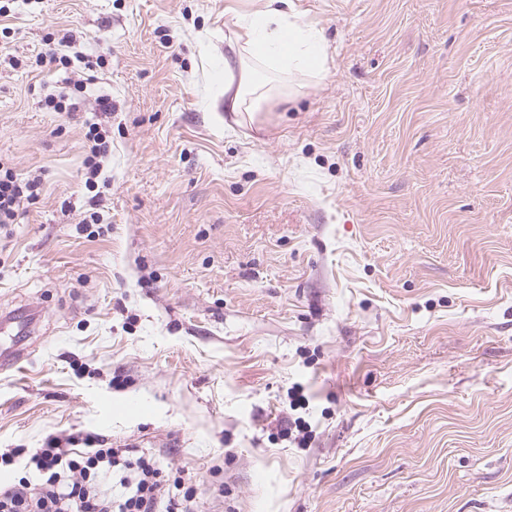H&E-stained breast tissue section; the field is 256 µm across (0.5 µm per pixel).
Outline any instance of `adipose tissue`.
<instances>
[{
    "instance_id": "adipose-tissue-1",
    "label": "adipose tissue",
    "mask_w": 512,
    "mask_h": 512,
    "mask_svg": "<svg viewBox=\"0 0 512 512\" xmlns=\"http://www.w3.org/2000/svg\"><path fill=\"white\" fill-rule=\"evenodd\" d=\"M236 31L224 56V109L255 114L273 96L267 71L323 74L328 43L316 25L289 9V0H262L247 17H236Z\"/></svg>"
}]
</instances>
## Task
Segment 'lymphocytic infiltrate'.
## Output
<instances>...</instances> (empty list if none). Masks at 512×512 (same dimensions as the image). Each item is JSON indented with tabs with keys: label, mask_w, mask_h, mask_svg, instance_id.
Listing matches in <instances>:
<instances>
[{
	"label": "lymphocytic infiltrate",
	"mask_w": 512,
	"mask_h": 512,
	"mask_svg": "<svg viewBox=\"0 0 512 512\" xmlns=\"http://www.w3.org/2000/svg\"><path fill=\"white\" fill-rule=\"evenodd\" d=\"M40 178L0 164V224L38 199ZM24 475L0 487V512H188L191 494L175 499L155 461L126 448L0 449V474Z\"/></svg>",
	"instance_id": "1"
}]
</instances>
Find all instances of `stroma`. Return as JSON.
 <instances>
[{
  "mask_svg": "<svg viewBox=\"0 0 512 512\" xmlns=\"http://www.w3.org/2000/svg\"><path fill=\"white\" fill-rule=\"evenodd\" d=\"M293 4L327 69L251 120L262 0H8L0 163L43 192L0 224V448L152 455L191 512H512V0ZM67 77L111 113L47 109ZM96 125V123L90 124L85 134V138L90 144H88L87 155L84 159L88 174L95 179L101 173V158L105 157L109 151V141Z\"/></svg>",
  "mask_w": 512,
  "mask_h": 512,
  "instance_id": "1",
  "label": "stroma"
}]
</instances>
